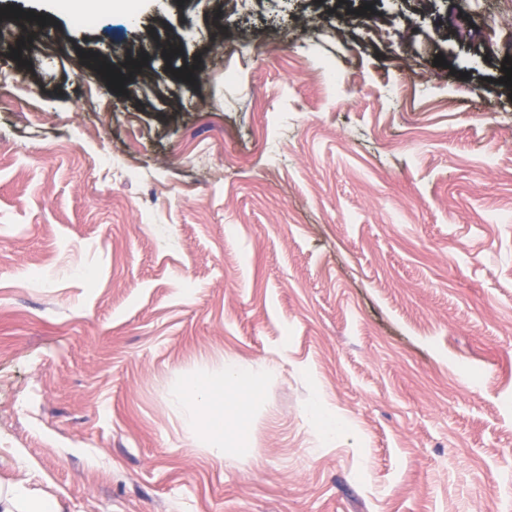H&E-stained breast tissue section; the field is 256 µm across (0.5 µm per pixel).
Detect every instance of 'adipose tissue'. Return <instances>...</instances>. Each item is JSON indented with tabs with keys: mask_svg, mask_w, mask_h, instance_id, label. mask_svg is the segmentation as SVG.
<instances>
[{
	"mask_svg": "<svg viewBox=\"0 0 512 512\" xmlns=\"http://www.w3.org/2000/svg\"><path fill=\"white\" fill-rule=\"evenodd\" d=\"M262 378V372L252 367L229 362L220 372L184 382V424L202 435L211 455L246 453L245 428L254 416ZM0 512H60V507L55 498L20 482L7 485L0 493Z\"/></svg>",
	"mask_w": 512,
	"mask_h": 512,
	"instance_id": "ef3b65f1",
	"label": "adipose tissue"
}]
</instances>
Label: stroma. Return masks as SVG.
<instances>
[{"label": "stroma", "mask_w": 512, "mask_h": 512, "mask_svg": "<svg viewBox=\"0 0 512 512\" xmlns=\"http://www.w3.org/2000/svg\"><path fill=\"white\" fill-rule=\"evenodd\" d=\"M500 9L29 22L0 61V485L61 512H512V15L491 46L448 25ZM230 361L266 374L249 454L218 459L182 385ZM310 414L319 422L328 437L335 436L336 430L347 427V424L335 412L328 410L318 397L310 403Z\"/></svg>", "instance_id": "35a3bbf8"}]
</instances>
